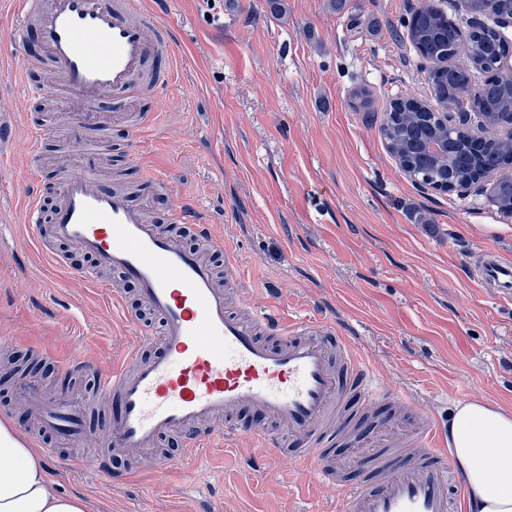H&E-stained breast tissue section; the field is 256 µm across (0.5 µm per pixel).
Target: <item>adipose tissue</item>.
Segmentation results:
<instances>
[{
    "mask_svg": "<svg viewBox=\"0 0 512 512\" xmlns=\"http://www.w3.org/2000/svg\"><path fill=\"white\" fill-rule=\"evenodd\" d=\"M445 429L468 512H512V412L466 397L456 402ZM0 512H87V504L59 493L43 460L0 425Z\"/></svg>",
    "mask_w": 512,
    "mask_h": 512,
    "instance_id": "adipose-tissue-1",
    "label": "adipose tissue"
}]
</instances>
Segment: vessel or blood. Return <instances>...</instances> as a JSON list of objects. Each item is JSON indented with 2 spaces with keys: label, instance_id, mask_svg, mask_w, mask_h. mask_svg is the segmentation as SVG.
<instances>
[{
  "label": "vessel or blood",
  "instance_id": "b4317fda",
  "mask_svg": "<svg viewBox=\"0 0 512 512\" xmlns=\"http://www.w3.org/2000/svg\"><path fill=\"white\" fill-rule=\"evenodd\" d=\"M14 6L17 36L32 27L39 34L40 51L23 58V70L52 65V92L69 101L81 131L99 133L106 125L99 103L130 106L152 81L148 60L173 53L171 26L141 0H15ZM102 148L94 141L80 149L79 165L59 169L49 218L32 197L22 205L23 221L48 225L53 238L90 254L95 266L82 272L83 281H95L104 269L135 281L159 327L145 329L118 366L73 361L68 373L90 377L92 390L71 389L47 401L37 380H15L35 431L81 446L90 406L110 399L116 415L108 446L115 450L152 449L176 432L191 452L219 429L228 437L248 434L276 453L298 447L312 474L339 488L337 512H462L436 421L422 410L413 427L363 428L345 415L340 377L349 379L363 407L388 394L351 342L324 322L276 325L246 300L232 302L211 264L149 219L147 206H134L125 190L102 188L94 163ZM478 275L512 291V266L494 255L481 257ZM244 404L263 422L237 420ZM340 439L359 448L352 464L331 452ZM350 466L362 470V480H346Z\"/></svg>",
  "mask_w": 512,
  "mask_h": 512
}]
</instances>
